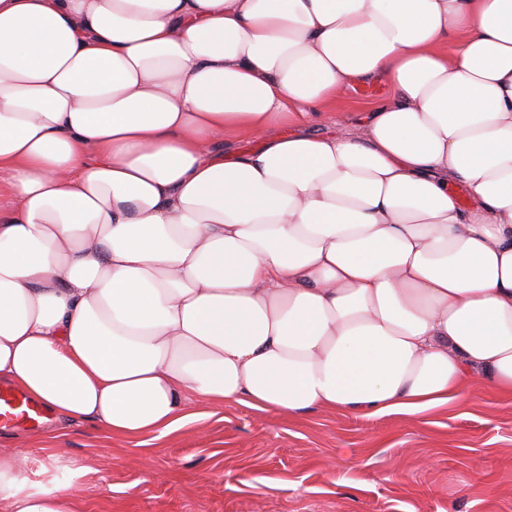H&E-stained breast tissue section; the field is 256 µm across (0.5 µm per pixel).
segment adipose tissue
Listing matches in <instances>:
<instances>
[{
  "instance_id": "1",
  "label": "adipose tissue",
  "mask_w": 512,
  "mask_h": 512,
  "mask_svg": "<svg viewBox=\"0 0 512 512\" xmlns=\"http://www.w3.org/2000/svg\"><path fill=\"white\" fill-rule=\"evenodd\" d=\"M0 175V383L59 420L512 396V0H0ZM26 460L0 512H80ZM388 96V88L386 84L380 86L368 87H352L343 88L337 102L336 112L339 117L351 119L356 112H362L364 106L371 100H383Z\"/></svg>"
}]
</instances>
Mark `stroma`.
<instances>
[{"mask_svg": "<svg viewBox=\"0 0 512 512\" xmlns=\"http://www.w3.org/2000/svg\"><path fill=\"white\" fill-rule=\"evenodd\" d=\"M146 442L53 417L0 434V448L27 453L30 481L88 512H512V398L479 379L466 403L420 417L291 419L227 403Z\"/></svg>", "mask_w": 512, "mask_h": 512, "instance_id": "1", "label": "stroma"}]
</instances>
